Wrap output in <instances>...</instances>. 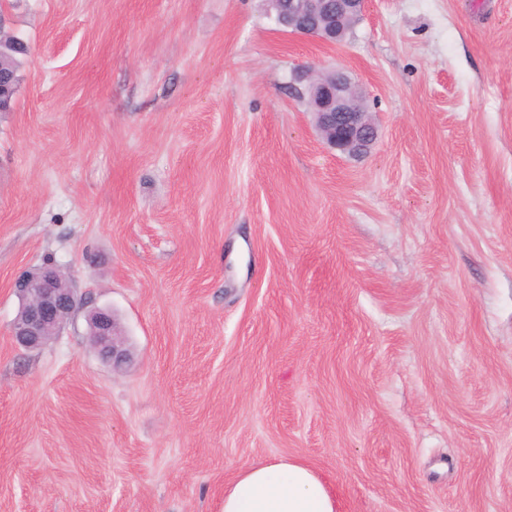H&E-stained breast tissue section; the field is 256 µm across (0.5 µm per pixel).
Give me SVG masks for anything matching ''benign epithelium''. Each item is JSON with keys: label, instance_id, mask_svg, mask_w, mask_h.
I'll return each mask as SVG.
<instances>
[{"label": "benign epithelium", "instance_id": "7a95c632", "mask_svg": "<svg viewBox=\"0 0 512 512\" xmlns=\"http://www.w3.org/2000/svg\"><path fill=\"white\" fill-rule=\"evenodd\" d=\"M366 0H270L279 23L294 34L325 45L341 44L360 19ZM290 89L306 101L319 135L350 158L365 155L378 139V127L358 85L342 67H306L293 75ZM20 312L12 334L18 344L38 348L71 318L80 304L63 271L52 264L21 273L13 282ZM89 336L102 359L118 368L128 358L123 332L114 312L103 308L89 318Z\"/></svg>", "mask_w": 512, "mask_h": 512}]
</instances>
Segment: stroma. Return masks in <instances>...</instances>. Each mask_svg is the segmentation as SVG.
I'll use <instances>...</instances> for the list:
<instances>
[{
    "label": "stroma",
    "mask_w": 512,
    "mask_h": 512,
    "mask_svg": "<svg viewBox=\"0 0 512 512\" xmlns=\"http://www.w3.org/2000/svg\"><path fill=\"white\" fill-rule=\"evenodd\" d=\"M0 512H222L306 462L336 512H512V0H367L335 47L266 0H0ZM379 137L322 142L294 70ZM81 305L18 347L15 277ZM118 315L131 361L91 348ZM290 89L306 101L319 135L350 158L365 155L378 139V127L358 85L343 67H306L293 75ZM89 336L102 359L119 368L128 358L124 334L114 312L103 308L94 311L89 318Z\"/></svg>",
    "instance_id": "stroma-1"
}]
</instances>
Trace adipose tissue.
<instances>
[{
	"mask_svg": "<svg viewBox=\"0 0 512 512\" xmlns=\"http://www.w3.org/2000/svg\"><path fill=\"white\" fill-rule=\"evenodd\" d=\"M223 512H336L326 482L304 461L252 464L224 488Z\"/></svg>",
	"mask_w": 512,
	"mask_h": 512,
	"instance_id": "1",
	"label": "adipose tissue"
}]
</instances>
